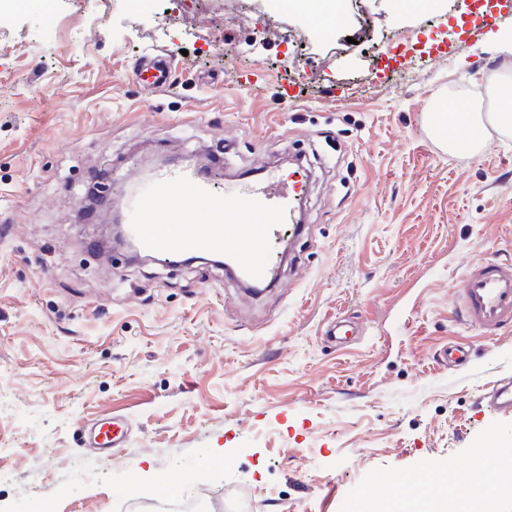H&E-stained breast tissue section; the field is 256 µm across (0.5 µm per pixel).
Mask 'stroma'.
Wrapping results in <instances>:
<instances>
[{"label": "stroma", "mask_w": 512, "mask_h": 512, "mask_svg": "<svg viewBox=\"0 0 512 512\" xmlns=\"http://www.w3.org/2000/svg\"><path fill=\"white\" fill-rule=\"evenodd\" d=\"M275 2L0 14V512H157L170 483L204 512H354L375 475L418 492L472 473L490 439L512 447V414L478 403L512 376V332L453 320L468 266L512 258V131L452 152L428 118L438 98L494 112L512 9L349 0L325 33ZM156 54L161 91L134 75ZM298 155L306 227L259 294L206 263L101 259L115 183L77 218L103 169L200 161L230 195ZM343 316L359 334L338 347ZM451 339L472 343L465 367L433 362ZM112 418L128 441L103 462L79 435Z\"/></svg>", "instance_id": "stroma-1"}]
</instances>
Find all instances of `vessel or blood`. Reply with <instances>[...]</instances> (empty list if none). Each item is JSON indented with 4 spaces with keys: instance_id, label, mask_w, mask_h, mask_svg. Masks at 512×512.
I'll list each match as a JSON object with an SVG mask.
<instances>
[{
    "instance_id": "obj_1",
    "label": "vessel or blood",
    "mask_w": 512,
    "mask_h": 512,
    "mask_svg": "<svg viewBox=\"0 0 512 512\" xmlns=\"http://www.w3.org/2000/svg\"><path fill=\"white\" fill-rule=\"evenodd\" d=\"M137 75L150 87L168 86L170 71L161 56L145 57ZM308 179L295 169L287 177L246 184L228 196L197 167L176 163L148 169L122 193L130 201L127 235L148 254L229 257L248 280L267 287L278 282L270 246L286 226L302 221ZM456 323L478 335L495 337L512 327V261L484 259L471 264L454 289ZM470 345L451 341L436 351L437 364L454 369L469 363ZM480 405L512 413V378L497 381ZM103 457L123 448L127 428L108 422L85 433Z\"/></svg>"
}]
</instances>
